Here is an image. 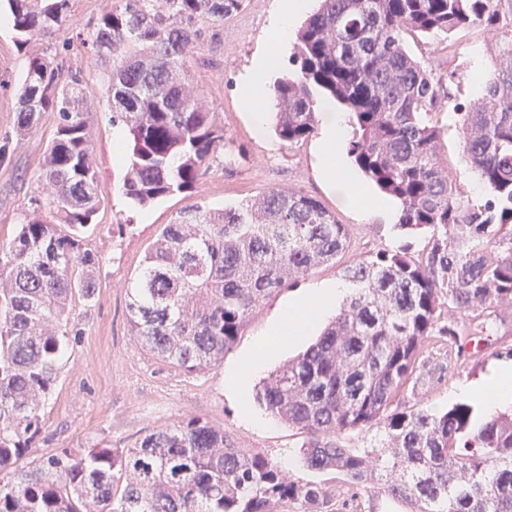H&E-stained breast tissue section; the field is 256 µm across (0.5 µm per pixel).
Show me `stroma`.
<instances>
[{
	"label": "stroma",
	"mask_w": 512,
	"mask_h": 512,
	"mask_svg": "<svg viewBox=\"0 0 512 512\" xmlns=\"http://www.w3.org/2000/svg\"><path fill=\"white\" fill-rule=\"evenodd\" d=\"M283 0H248L243 11L218 25H207L190 59L191 76L210 111L224 127V158L202 178L201 196L214 208L230 207L271 188H294L323 203L351 233V247L339 265L323 266L275 292L250 316L241 335L222 362L198 373L163 366L136 345L127 321L125 286L139 270L148 245L164 224L193 199L181 194L145 208L133 206L123 188L124 157L116 148L117 127L110 122L106 86L88 48L61 31L58 42L70 45L66 64L80 70L92 113L93 158L104 202L94 218L90 248L99 258V288L92 303L74 301L71 318L79 334L61 365L54 393L45 409V430L26 456L24 468L63 452L74 454L96 444L126 448L150 430L182 418L198 416L225 429L239 447L258 451L289 470L295 479L323 480L339 485V475H317L304 468L299 450L305 433L278 421L260 406L245 419L227 387L229 373L242 369L247 356L288 303L313 285L341 280L342 268L378 249L408 248L411 255L426 250L429 235L405 232L378 214H364L352 187L363 175L346 159L343 177L326 182L319 170L320 134L293 145L283 144L272 121L255 125L237 84L254 57L266 45L269 26ZM496 42L494 32L472 30L451 36L431 35L409 40L410 50L438 69L458 67L467 102L482 93L479 75L488 71ZM457 47L448 56V44ZM27 70V55L16 47L10 15L0 11V137L11 133L19 110V89ZM56 130V116L43 114L33 134L0 166V243L13 238L24 205L41 174L43 152ZM441 155L466 195L480 199L486 189L463 159L454 134L442 139ZM480 348L463 345L461 353L435 354L447 369L442 378L420 379L417 402L441 409L461 402L463 384L478 382L493 365L512 354V308L481 334Z\"/></svg>",
	"instance_id": "1"
}]
</instances>
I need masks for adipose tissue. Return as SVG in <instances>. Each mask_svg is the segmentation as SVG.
<instances>
[{"instance_id":"obj_1","label":"adipose tissue","mask_w":512,"mask_h":512,"mask_svg":"<svg viewBox=\"0 0 512 512\" xmlns=\"http://www.w3.org/2000/svg\"><path fill=\"white\" fill-rule=\"evenodd\" d=\"M305 7L306 0H293L290 9L280 12L272 23L267 50L238 82V92L250 106L255 124H263L266 119L264 103L268 97V77L279 68L290 29ZM349 293V285L344 281L318 284L312 287L307 298L290 303L282 313L278 328L271 336L258 342L255 354L247 363L249 371L258 370L276 347L303 336L314 321L328 314L337 301L344 299ZM460 391L466 395H476L488 412L504 405H512V360L496 363L479 384H465Z\"/></svg>"}]
</instances>
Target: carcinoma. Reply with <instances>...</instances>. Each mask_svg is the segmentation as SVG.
<instances>
[{"label": "carcinoma", "instance_id": "1", "mask_svg": "<svg viewBox=\"0 0 512 512\" xmlns=\"http://www.w3.org/2000/svg\"><path fill=\"white\" fill-rule=\"evenodd\" d=\"M6 2L17 47H46L29 57L0 166L44 113L57 124L20 228L0 247V512H366L368 494L406 512H512V410L481 416L460 402L435 411L406 395L424 371L444 370L430 365L431 346L461 348L478 320L512 304V0H319L296 36V70L273 84L282 142L314 133L318 95L328 94L352 114L357 168L399 202L397 226L430 233L417 257L378 250L345 266L353 291L340 312L256 391L260 406L306 433L304 467L342 475L340 492L294 479L198 416L128 448L95 445L18 469L76 335L72 302H92L98 288L85 242L103 203L90 109L52 41L67 26L91 46L110 121L128 134L126 196L145 207L197 195L224 154V128L188 63L203 25L247 0H114L86 31L70 0ZM481 28L496 32L495 64L479 102L465 105L457 72L429 67L405 38ZM447 109L482 200L462 195L441 159L447 127L435 117ZM349 247L348 226L300 190L271 188L222 209L199 200L162 228L127 282L132 336L172 368H210L268 296ZM447 309L457 319L444 323ZM375 424L384 430L376 447L339 444Z\"/></svg>", "mask_w": 512, "mask_h": 512}]
</instances>
